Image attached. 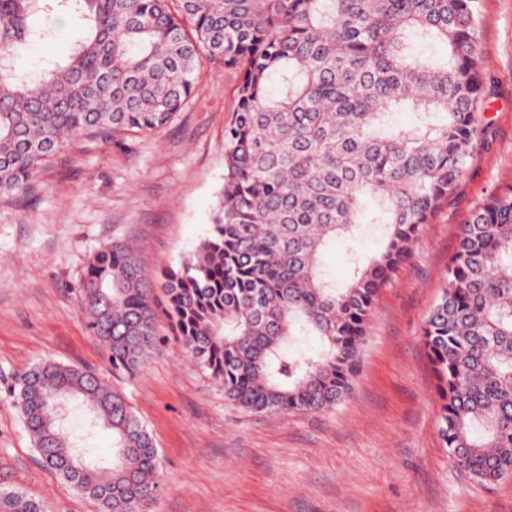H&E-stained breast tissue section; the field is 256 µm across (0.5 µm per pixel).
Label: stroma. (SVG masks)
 <instances>
[{"instance_id": "35a3bbf8", "label": "stroma", "mask_w": 512, "mask_h": 512, "mask_svg": "<svg viewBox=\"0 0 512 512\" xmlns=\"http://www.w3.org/2000/svg\"><path fill=\"white\" fill-rule=\"evenodd\" d=\"M478 5L486 138L470 176L382 288L352 392L334 409H242L172 340L135 375L114 373L80 303L86 267L103 245L132 243L152 274L179 265L208 234L235 72L204 68L188 107L163 129L122 141L76 138L33 192L0 198V491L45 512H99L40 465L16 405L17 377L51 359L93 371L147 427L161 454L149 512H512V479L482 485L442 447L421 340L462 224L512 182V0ZM384 234L383 225L363 224L325 251L337 284L349 279L351 256L369 259Z\"/></svg>"}]
</instances>
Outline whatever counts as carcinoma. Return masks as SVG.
I'll use <instances>...</instances> for the list:
<instances>
[{"label":"carcinoma","mask_w":512,"mask_h":512,"mask_svg":"<svg viewBox=\"0 0 512 512\" xmlns=\"http://www.w3.org/2000/svg\"><path fill=\"white\" fill-rule=\"evenodd\" d=\"M68 55L18 72L58 39ZM442 45L444 54L436 53ZM0 197L26 194L75 137L133 138L188 104L202 61L238 74L224 127V186L209 234L151 276L134 251L103 246L79 296L112 371L133 373L168 321L186 355L253 412L326 411L347 395L381 288L465 179L485 127L476 0H0ZM408 112L411 123L391 124ZM382 224V249L336 287L325 249ZM422 338L438 433L474 480L512 478V184L462 225ZM317 336L316 353L288 350ZM42 465L101 512H147L160 453L125 396L96 374L43 361L17 382ZM89 416L77 434L53 404ZM99 429L108 469L84 460ZM0 512H44L0 491ZM72 27L71 19L68 16H61L57 20V27L60 31L59 39L49 46H35L28 53L24 54L17 61V66L21 69H27L32 61L39 57L51 58V59H59L66 55L68 52V36H69V27ZM69 32V33H68Z\"/></svg>","instance_id":"cac0c4a2"}]
</instances>
